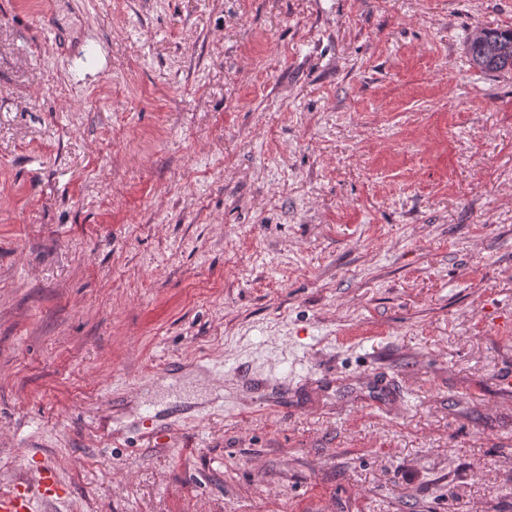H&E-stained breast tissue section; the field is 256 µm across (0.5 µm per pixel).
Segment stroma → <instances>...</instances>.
Here are the masks:
<instances>
[{
  "label": "stroma",
  "instance_id": "obj_1",
  "mask_svg": "<svg viewBox=\"0 0 512 512\" xmlns=\"http://www.w3.org/2000/svg\"><path fill=\"white\" fill-rule=\"evenodd\" d=\"M485 27L512 0H0V493L512 512ZM63 491L54 470L39 462L13 491L0 494V512H32L34 493L52 499L60 497Z\"/></svg>",
  "mask_w": 512,
  "mask_h": 512
}]
</instances>
